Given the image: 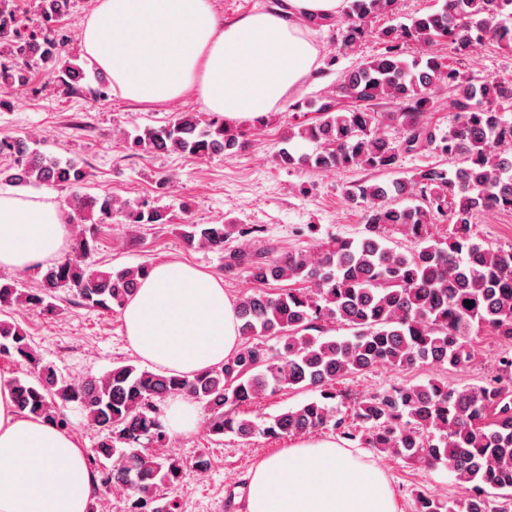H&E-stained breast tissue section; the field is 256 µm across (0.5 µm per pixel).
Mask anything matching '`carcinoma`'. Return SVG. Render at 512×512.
<instances>
[{
  "mask_svg": "<svg viewBox=\"0 0 512 512\" xmlns=\"http://www.w3.org/2000/svg\"><path fill=\"white\" fill-rule=\"evenodd\" d=\"M397 2L349 0L342 48L354 49L366 26L394 14ZM70 7L71 0H40L22 34L20 0H0V109L29 85L32 65L56 73L66 89L84 78L67 53L69 36L56 29L45 33ZM443 35L452 56H404V45L430 48ZM379 36L384 51L347 72L337 90L293 104L318 117L290 129L284 142L300 139L313 150L283 147L277 161L288 168L387 172L399 166L401 155L429 150L456 158L457 165L427 166L410 178L354 182L347 197L364 210V235L330 237L315 252L231 250L226 243L233 224L178 225L187 248L224 254V272H245L254 284L237 301L241 345L223 364L192 377L122 364L75 381L44 361L19 325L0 318V355L32 369L30 377L11 380L16 408L64 431L71 426L65 408L80 411L98 428L87 463L99 488L128 491L131 512H179L175 490L187 470L204 473L210 466L204 453L187 465L146 448L167 445L157 402L174 395L203 406L211 435L280 439L330 430L352 441L360 434L368 447L427 468L445 465L466 489L465 497L447 501L419 493L416 512H512L511 384L495 379L458 388L431 378L390 387L358 401L351 423L336 404L335 384L343 377L378 366L464 368L476 359L468 338L483 331L512 342V245L490 246L473 231L479 212H512V121L505 118L512 111V80H477L469 71L486 42L512 49V0H445L440 10L408 26L384 27ZM441 87L447 91L442 100ZM440 102L455 113L454 126L444 134L427 118ZM383 103L397 111L376 110ZM391 125L402 128V141L386 135ZM131 147L206 158L233 155L242 143L220 116L183 112L166 126L139 131ZM2 153L14 161L0 173L5 180L70 192L78 233L74 254L49 267L38 287L0 281V310L22 305L55 314L61 288L70 289L73 303L84 308L122 309L151 264L118 270L89 265L86 257L95 248L91 226L117 213L128 224H165L166 212L82 193L90 176L83 162L32 150L24 138L0 139ZM441 221L448 222V236L438 240L433 228ZM387 227L416 246L399 251L386 245ZM279 281L303 287L265 289ZM329 323L350 335H327ZM263 337L275 344L262 345ZM286 389L318 396L264 419L236 412Z\"/></svg>",
  "mask_w": 512,
  "mask_h": 512,
  "instance_id": "obj_1",
  "label": "carcinoma"
}]
</instances>
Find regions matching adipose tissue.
I'll use <instances>...</instances> for the list:
<instances>
[{
	"label": "adipose tissue",
	"instance_id": "1",
	"mask_svg": "<svg viewBox=\"0 0 512 512\" xmlns=\"http://www.w3.org/2000/svg\"><path fill=\"white\" fill-rule=\"evenodd\" d=\"M345 0H281L224 22L211 0H95L81 45L122 98L165 103L194 92L226 124L279 111L315 67L306 18L333 19ZM68 208L0 191V269L22 271L66 248ZM143 362L193 375L239 346L236 304L222 279L184 262L154 264L122 311ZM97 481L72 434L20 414L0 379V512H89ZM247 512H396L384 473L333 440L301 441L260 460Z\"/></svg>",
	"mask_w": 512,
	"mask_h": 512
}]
</instances>
